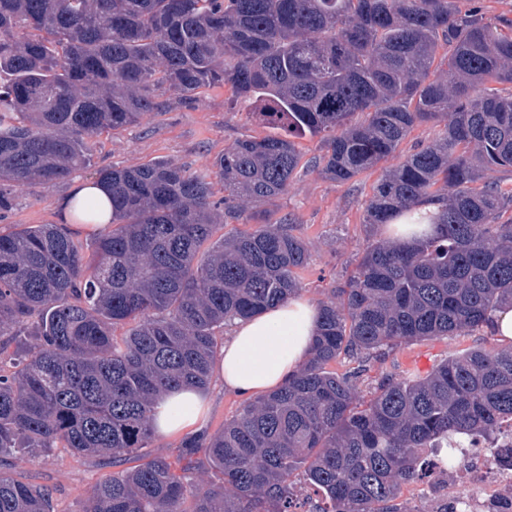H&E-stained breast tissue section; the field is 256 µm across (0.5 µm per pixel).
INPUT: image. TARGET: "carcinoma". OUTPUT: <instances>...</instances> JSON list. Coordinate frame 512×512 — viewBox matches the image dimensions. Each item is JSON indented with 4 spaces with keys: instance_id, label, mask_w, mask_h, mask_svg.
Masks as SVG:
<instances>
[{
    "instance_id": "1",
    "label": "carcinoma",
    "mask_w": 512,
    "mask_h": 512,
    "mask_svg": "<svg viewBox=\"0 0 512 512\" xmlns=\"http://www.w3.org/2000/svg\"><path fill=\"white\" fill-rule=\"evenodd\" d=\"M512 18L463 0H0V180L52 185L89 163L90 139L227 87L253 114L319 138L321 174L346 182L417 126L431 143L385 169L363 223L441 207L413 243H366L319 307L311 357L214 434L184 439L187 487L154 435L155 402L206 388L216 330L286 301L309 265L283 195L289 138H245L212 172L165 160L97 171L112 228L91 253L64 224L0 231V455L68 448L112 457L82 512H398L418 451L495 440L512 421V348L453 355L425 376L356 396L341 356L493 326L512 304ZM224 183L213 200L211 176ZM252 211L257 227L215 234ZM134 460L136 465H121ZM0 512H54L49 490L0 472Z\"/></svg>"
}]
</instances>
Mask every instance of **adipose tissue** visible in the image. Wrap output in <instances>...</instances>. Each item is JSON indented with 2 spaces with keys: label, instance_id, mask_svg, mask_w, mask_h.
<instances>
[{
  "label": "adipose tissue",
  "instance_id": "obj_1",
  "mask_svg": "<svg viewBox=\"0 0 512 512\" xmlns=\"http://www.w3.org/2000/svg\"><path fill=\"white\" fill-rule=\"evenodd\" d=\"M111 199L104 185L84 181L64 199L63 214L83 230L97 233L111 218ZM319 322L318 308L300 296L250 319L235 321L215 364L225 389L258 396L283 385L308 361ZM204 415L200 392L183 388L166 393L157 402L153 426L159 435H176Z\"/></svg>",
  "mask_w": 512,
  "mask_h": 512
}]
</instances>
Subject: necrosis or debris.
Masks as SVG:
<instances>
[{
	"instance_id": "4bbe7bcc",
	"label": "necrosis or debris",
	"mask_w": 512,
	"mask_h": 512,
	"mask_svg": "<svg viewBox=\"0 0 512 512\" xmlns=\"http://www.w3.org/2000/svg\"><path fill=\"white\" fill-rule=\"evenodd\" d=\"M419 454L429 473L421 493L434 512H512V424L492 443L476 439Z\"/></svg>"
}]
</instances>
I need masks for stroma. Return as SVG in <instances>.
I'll use <instances>...</instances> for the list:
<instances>
[{"label":"stroma","instance_id":"obj_1","mask_svg":"<svg viewBox=\"0 0 512 512\" xmlns=\"http://www.w3.org/2000/svg\"><path fill=\"white\" fill-rule=\"evenodd\" d=\"M249 102L234 98L229 88L204 90L197 102L171 100L166 111L151 113L139 123L93 137L90 163L71 178L52 186L39 183L10 184V210L0 213V227L15 224H58L61 200L74 182L92 180L98 169L130 167L164 159L190 171L212 165L234 141L283 135L282 127L248 119ZM297 144L301 163L288 190L264 207L269 222L291 217L296 233L309 246L310 261L300 273L301 296L313 303L325 301L331 288L343 285L353 273L369 238H382L380 228H369L363 217L373 187L382 174L374 167L350 181L339 183L324 177L314 164L319 154L316 140L303 137ZM505 343L490 329L441 336L403 346L381 356H361L337 361V372L355 365L364 371L356 379L357 394L369 399L384 377L423 374L449 355L470 349L497 350ZM207 403L201 429L216 432L233 419L245 403L243 397L225 391L218 377H210L204 393ZM111 460L101 463L71 455L66 449L36 457L0 460V471L47 487L55 512H80L93 483L112 472Z\"/></svg>","mask_w":512,"mask_h":512}]
</instances>
